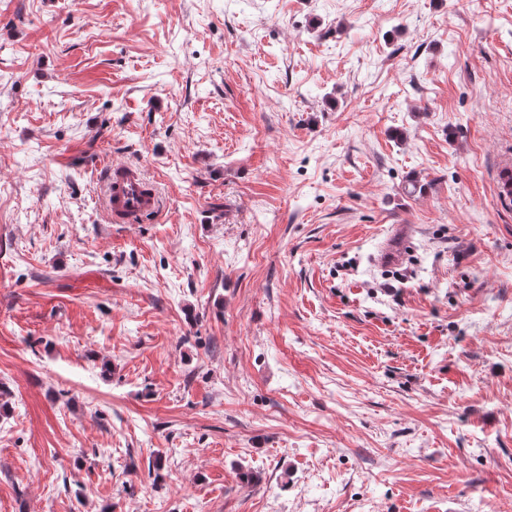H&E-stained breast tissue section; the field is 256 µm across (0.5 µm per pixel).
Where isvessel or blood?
Masks as SVG:
<instances>
[{
    "instance_id": "vessel-or-blood-1",
    "label": "vessel or blood",
    "mask_w": 512,
    "mask_h": 512,
    "mask_svg": "<svg viewBox=\"0 0 512 512\" xmlns=\"http://www.w3.org/2000/svg\"><path fill=\"white\" fill-rule=\"evenodd\" d=\"M106 204L113 223L135 224L158 212L162 201L138 167L115 164L106 176Z\"/></svg>"
}]
</instances>
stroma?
<instances>
[{"mask_svg":"<svg viewBox=\"0 0 512 512\" xmlns=\"http://www.w3.org/2000/svg\"><path fill=\"white\" fill-rule=\"evenodd\" d=\"M508 163L512 0H0V512H512ZM105 180L106 204L114 224H136L162 206L155 187L134 165L113 164Z\"/></svg>","mask_w":512,"mask_h":512,"instance_id":"obj_1","label":"stroma"}]
</instances>
